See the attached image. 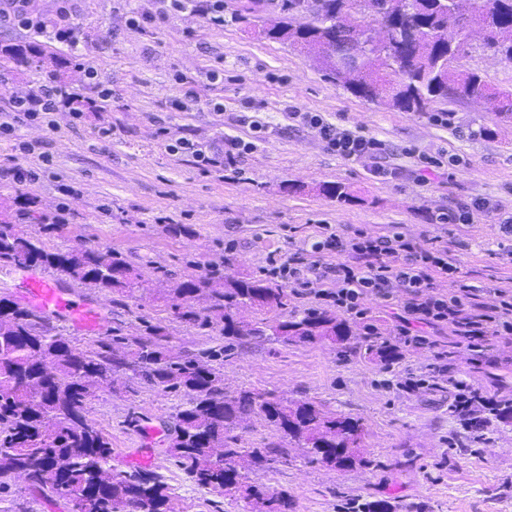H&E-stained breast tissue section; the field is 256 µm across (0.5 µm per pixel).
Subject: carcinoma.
<instances>
[{"label":"carcinoma","instance_id":"cac0c4a2","mask_svg":"<svg viewBox=\"0 0 512 512\" xmlns=\"http://www.w3.org/2000/svg\"><path fill=\"white\" fill-rule=\"evenodd\" d=\"M305 0H282V16L264 28L265 36L304 51L351 93L406 112H424L437 100L485 98L496 112L512 118V91H495L475 72L448 63V45L439 33L448 25V9L471 11L488 39L499 44L512 61V0H416L411 11L396 10L369 22L354 9L356 0H328L331 23L303 14ZM363 29L385 25L414 32L405 54L389 46L365 53L357 69L340 73L324 54L334 38L336 22ZM40 67L59 88L68 90L60 60L35 43L0 47V72L17 66ZM19 220L38 221L45 231L60 228L51 215L24 206ZM0 267L30 271L52 269L105 295L135 299L142 274L115 250L89 241L64 250L46 249L40 238L6 219L0 220ZM168 288L161 298L174 319L187 326L215 331L230 342L244 337L288 343H324L348 347L353 329L331 310H306L282 318L246 322L242 307L266 314L288 310V291L277 278L237 277L215 265L201 273L176 275L159 269ZM366 354L387 363L400 357L397 345L377 336L364 337ZM229 348L197 353L178 348L166 327L143 323L140 332L96 340L81 350L70 337L50 325L29 306L0 295V490L14 473L29 474V486L45 495L63 492L83 497L89 512H128L134 504L144 512H176L171 489L156 473L112 466V444L103 429L90 423L87 405L102 382L118 371L140 383L186 397L173 414L170 453L195 483L219 493L237 487L242 471L288 460V444L297 443L310 463L348 468L361 457L363 429L358 420L328 413L310 402L293 403L273 390H240L228 396L224 374L216 363ZM253 415L280 432V441L263 448H246L237 430ZM254 512H286L285 492L266 495L247 489ZM345 512H394L383 499L352 502Z\"/></svg>","mask_w":512,"mask_h":512}]
</instances>
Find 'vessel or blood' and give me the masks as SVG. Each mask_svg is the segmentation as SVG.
<instances>
[{
    "label": "vessel or blood",
    "instance_id": "vessel-or-blood-1",
    "mask_svg": "<svg viewBox=\"0 0 512 512\" xmlns=\"http://www.w3.org/2000/svg\"><path fill=\"white\" fill-rule=\"evenodd\" d=\"M23 281V298L32 309L88 336L101 330L102 311L75 288L62 286L56 277L44 273L25 274Z\"/></svg>",
    "mask_w": 512,
    "mask_h": 512
}]
</instances>
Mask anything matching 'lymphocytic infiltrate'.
<instances>
[{
	"instance_id": "1",
	"label": "lymphocytic infiltrate",
	"mask_w": 512,
	"mask_h": 512,
	"mask_svg": "<svg viewBox=\"0 0 512 512\" xmlns=\"http://www.w3.org/2000/svg\"><path fill=\"white\" fill-rule=\"evenodd\" d=\"M36 2L0 0V23L27 30L50 29L60 41L76 36L68 0H57V15L50 25L38 12ZM69 104L65 93L52 84L12 97L5 119L0 122V132H11L17 123L37 120ZM298 119L318 133L327 150L343 159H375L384 151L381 140L338 128L312 113H299ZM314 249L334 254L335 262L309 263L301 256L284 262L274 259L269 274L286 280L298 294L314 295L319 303L359 319L366 316L365 299H389L391 285L399 284L406 294L405 315L395 332L400 343L426 345V338L410 329L414 319L427 325L451 326L455 335L475 350L481 348L485 337L512 335V293L501 292L498 306L480 310L475 288L458 280V269L447 250L419 247L398 233L373 236L360 231L348 237L327 233ZM448 276L456 279L453 292L445 296L435 293V278ZM425 381L434 385L447 382L456 389L452 409L466 426L481 422L484 411L494 407L493 400L476 397L473 386L466 381L449 378L447 366L440 364L431 367L427 379L409 376L401 387L410 392Z\"/></svg>"
}]
</instances>
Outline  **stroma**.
<instances>
[{
    "label": "stroma",
    "mask_w": 512,
    "mask_h": 512,
    "mask_svg": "<svg viewBox=\"0 0 512 512\" xmlns=\"http://www.w3.org/2000/svg\"><path fill=\"white\" fill-rule=\"evenodd\" d=\"M279 3L248 14L245 0H224L219 26L195 12L169 11L166 0H70L81 33L74 58L63 42L0 25V43L36 41L66 59L70 92L94 101L0 139L1 169L20 164L40 174L31 183L0 181V212L27 197L41 212L65 209L60 230L44 235L31 222L23 228L50 249L81 237L138 265L139 298L116 302L84 288L104 312L103 333L118 327L134 334L142 321H168L170 310L156 297L157 267L181 274L188 264L220 261L225 273L258 276L272 257L300 253L327 262L330 254L313 250L326 226L344 236L397 232L447 247L486 305L497 303L499 290H512V235L503 229L512 221V120L465 99L417 113L353 95L304 53L263 35ZM456 66L512 90V62L472 49ZM90 68L96 81L86 76ZM216 70L223 73L217 80ZM99 84L111 88L110 98H98ZM293 110L375 136L384 144L381 158L336 156L315 131L289 119ZM442 113L447 123L437 122ZM105 128L110 136H102ZM180 138L203 147L236 138L250 148L235 166L205 168L192 153L169 151ZM23 142L32 152L20 150ZM45 154L51 167L41 161ZM423 156L442 164L427 185L414 177ZM380 165L396 177L376 176ZM334 183L348 188L351 202L324 193ZM63 184L72 195L60 192ZM475 202L488 208L471 223L435 220ZM173 224L190 225L191 235H172ZM425 333L428 345L401 346L390 364L330 343L242 339L224 361L229 394L273 389L359 419L365 461L335 469L307 463L296 448L275 468L243 472L241 485L287 492L288 512H342L359 499L389 500L395 512H512V420L492 418L476 433L450 412L447 387H398L407 375L425 377L444 353L452 375L485 397L510 400L512 335L487 337L474 351L447 326ZM183 400L119 373L113 386L97 390L87 416L109 434L117 469L136 450L150 449L149 468L177 496L179 512H251L241 494L198 487L171 456L167 428ZM0 512H69V504L14 480L0 492Z\"/></svg>",
    "instance_id": "1"
}]
</instances>
